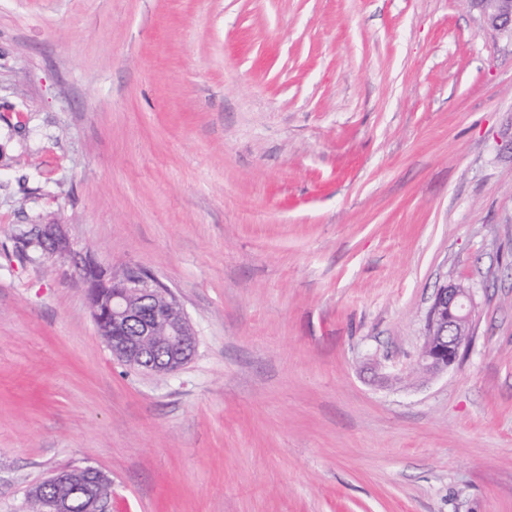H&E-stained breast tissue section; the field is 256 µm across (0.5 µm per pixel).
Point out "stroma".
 Listing matches in <instances>:
<instances>
[{
	"label": "stroma",
	"mask_w": 512,
	"mask_h": 512,
	"mask_svg": "<svg viewBox=\"0 0 512 512\" xmlns=\"http://www.w3.org/2000/svg\"><path fill=\"white\" fill-rule=\"evenodd\" d=\"M164 281L113 358L70 261ZM476 311L409 377L436 288ZM512 512V36L469 0H0V512ZM32 227L30 235L47 248V255L73 260L87 285L92 320L113 357L156 375L176 372L191 360L197 346L195 330L172 290L157 276L136 267L117 272L88 259L78 261L62 225ZM160 297H167V303L161 305ZM159 326L167 336L161 330L156 336ZM93 473H97L100 476V485L101 490L98 492L90 491L88 496V506L86 507V493L92 485L96 484L97 476L92 474L85 473H71L66 479L55 486L62 478L61 471H58L52 474L50 477L40 482L35 486V489L32 491V497L38 500L41 490L46 487L53 485L45 491L43 498L45 500L49 499L54 500L56 497H61L67 500V512H109L111 507V493H108L106 496L104 493V489L106 487L112 486V480L110 477L104 472L93 469L86 468Z\"/></svg>",
	"instance_id": "stroma-1"
}]
</instances>
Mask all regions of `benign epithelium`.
Listing matches in <instances>:
<instances>
[{
  "mask_svg": "<svg viewBox=\"0 0 512 512\" xmlns=\"http://www.w3.org/2000/svg\"><path fill=\"white\" fill-rule=\"evenodd\" d=\"M484 27L512 34V0H471ZM34 241L46 254L74 260L87 285V298L97 332L112 356L141 372L164 375L178 371L195 353V330L172 290L152 273L136 268L111 271L88 259L78 261L71 241L60 224H35ZM474 292L454 282L435 289L427 315L426 334L413 371L420 376L443 373L459 358L471 340ZM167 335L158 336V327ZM101 490L89 492L87 512H110L112 486L102 471Z\"/></svg>",
  "mask_w": 512,
  "mask_h": 512,
  "instance_id": "7a95c632",
  "label": "benign epithelium"
}]
</instances>
